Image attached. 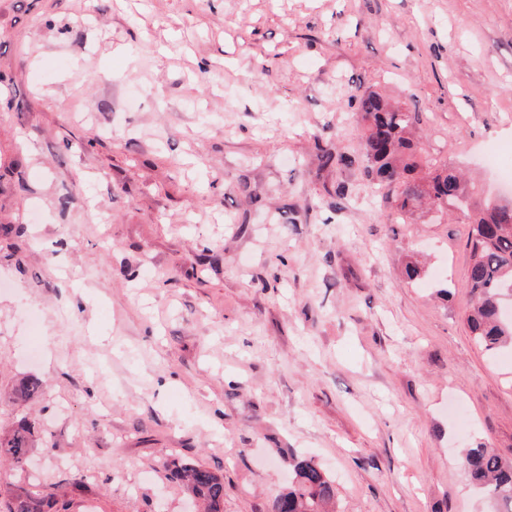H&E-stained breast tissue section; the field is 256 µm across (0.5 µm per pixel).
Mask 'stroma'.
Returning a JSON list of instances; mask_svg holds the SVG:
<instances>
[{"label": "stroma", "mask_w": 512, "mask_h": 512, "mask_svg": "<svg viewBox=\"0 0 512 512\" xmlns=\"http://www.w3.org/2000/svg\"><path fill=\"white\" fill-rule=\"evenodd\" d=\"M0 73V504L194 512L178 458L269 512L289 451L337 512H492L461 457L512 463V349L466 325L470 225L372 194L355 100L501 199L512 0H0ZM32 433L25 420L6 434H0V459H10L15 463L21 462L32 448ZM58 500L55 498L54 494H49L48 496L33 500V499H23L18 500L14 511L8 512H64V502L61 504V510L57 508Z\"/></svg>", "instance_id": "1"}]
</instances>
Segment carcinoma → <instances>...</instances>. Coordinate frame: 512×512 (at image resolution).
Listing matches in <instances>:
<instances>
[{
    "label": "carcinoma",
    "instance_id": "carcinoma-1",
    "mask_svg": "<svg viewBox=\"0 0 512 512\" xmlns=\"http://www.w3.org/2000/svg\"><path fill=\"white\" fill-rule=\"evenodd\" d=\"M362 120L360 155L363 175L374 186L387 185L395 195L393 208L405 216L426 202L439 212L452 211L472 225L469 240L468 286L475 302L467 327L487 351L512 343V319L502 310L512 301V201L478 203L466 178L450 166L423 167L416 118L406 108L391 105L380 94L368 92L356 99ZM32 447L28 422L0 434V459L21 462ZM291 481L271 503V512H331L336 486L327 471L311 458L289 456ZM463 465L471 481L493 503L494 512H512V465L494 450L478 445L467 450ZM172 480L180 484L204 512H223L224 478L194 463L175 464ZM50 494L23 499L14 512H61Z\"/></svg>",
    "mask_w": 512,
    "mask_h": 512
}]
</instances>
